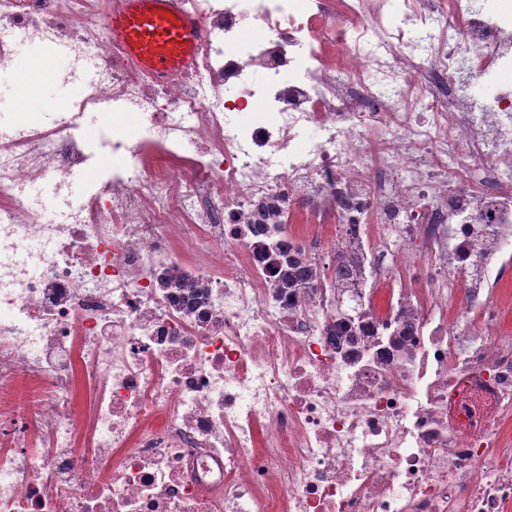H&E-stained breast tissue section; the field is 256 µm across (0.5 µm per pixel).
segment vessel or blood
I'll return each instance as SVG.
<instances>
[{
	"instance_id": "obj_1",
	"label": "vessel or blood",
	"mask_w": 512,
	"mask_h": 512,
	"mask_svg": "<svg viewBox=\"0 0 512 512\" xmlns=\"http://www.w3.org/2000/svg\"><path fill=\"white\" fill-rule=\"evenodd\" d=\"M106 24L127 54L160 82L189 69L201 37L199 20L182 11L180 0H122Z\"/></svg>"
}]
</instances>
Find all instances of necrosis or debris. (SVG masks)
<instances>
[{
    "label": "necrosis or debris",
    "mask_w": 512,
    "mask_h": 512,
    "mask_svg": "<svg viewBox=\"0 0 512 512\" xmlns=\"http://www.w3.org/2000/svg\"><path fill=\"white\" fill-rule=\"evenodd\" d=\"M185 2L203 35L160 83L105 23L121 0H0L1 70L14 40L97 64L53 126L0 127V512H512V336L482 293L512 251V89L468 90L512 71V13ZM117 104L132 165L75 195L80 121ZM278 215L335 225L354 287L276 289V245L322 253L267 238Z\"/></svg>",
    "instance_id": "1"
}]
</instances>
